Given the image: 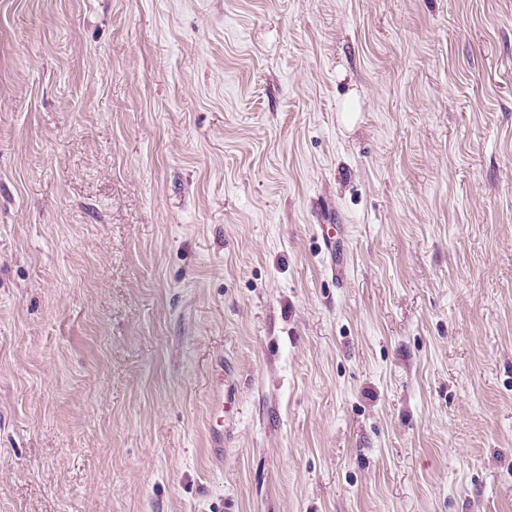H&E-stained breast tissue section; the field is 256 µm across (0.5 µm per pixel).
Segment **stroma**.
<instances>
[{
  "mask_svg": "<svg viewBox=\"0 0 512 512\" xmlns=\"http://www.w3.org/2000/svg\"><path fill=\"white\" fill-rule=\"evenodd\" d=\"M0 512H512V0H0Z\"/></svg>",
  "mask_w": 512,
  "mask_h": 512,
  "instance_id": "1",
  "label": "stroma"
}]
</instances>
